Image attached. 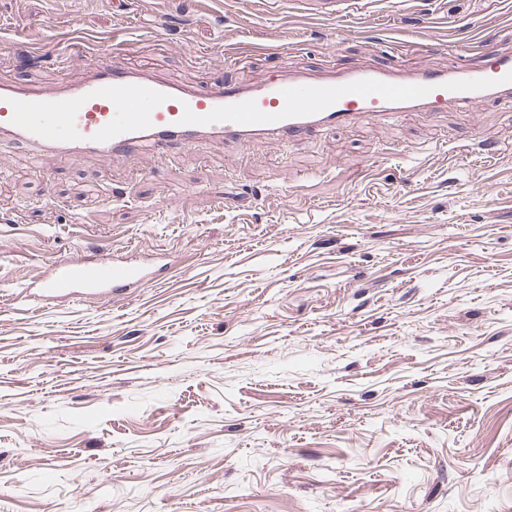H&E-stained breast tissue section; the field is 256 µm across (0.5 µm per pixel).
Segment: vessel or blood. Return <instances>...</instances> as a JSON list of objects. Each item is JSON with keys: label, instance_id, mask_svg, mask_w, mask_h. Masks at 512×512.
<instances>
[{"label": "vessel or blood", "instance_id": "vessel-or-blood-1", "mask_svg": "<svg viewBox=\"0 0 512 512\" xmlns=\"http://www.w3.org/2000/svg\"><path fill=\"white\" fill-rule=\"evenodd\" d=\"M83 78L38 91L0 82V138L67 160L159 153L167 144L207 141L250 148L266 138L298 143L312 134L407 112L512 102V54L489 51L478 68L396 71L329 67L318 76H275L256 84L194 88L131 66L119 42L103 52L77 39ZM141 264L115 259L56 261L42 294L49 299L137 288Z\"/></svg>", "mask_w": 512, "mask_h": 512}]
</instances>
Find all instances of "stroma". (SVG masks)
Here are the masks:
<instances>
[{"label":"stroma","mask_w":512,"mask_h":512,"mask_svg":"<svg viewBox=\"0 0 512 512\" xmlns=\"http://www.w3.org/2000/svg\"><path fill=\"white\" fill-rule=\"evenodd\" d=\"M72 33L196 86L512 53L502 0H0V82L79 81ZM101 254L152 278L31 295ZM0 512H512V104L153 158L0 141Z\"/></svg>","instance_id":"1"}]
</instances>
